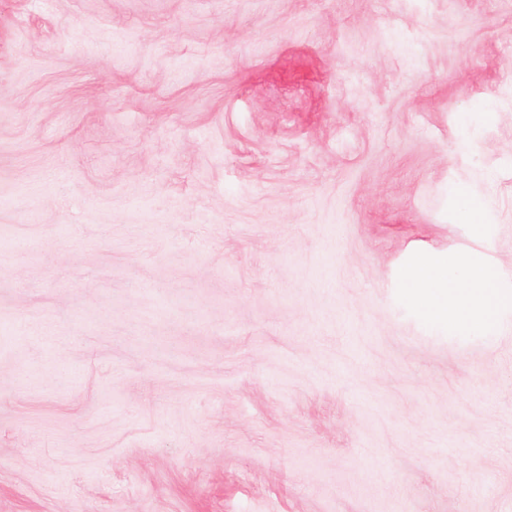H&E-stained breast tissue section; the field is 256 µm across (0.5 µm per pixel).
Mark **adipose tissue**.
Listing matches in <instances>:
<instances>
[{
    "mask_svg": "<svg viewBox=\"0 0 512 512\" xmlns=\"http://www.w3.org/2000/svg\"><path fill=\"white\" fill-rule=\"evenodd\" d=\"M504 272L462 256L432 257L410 264L401 274L404 292L435 322L466 331L496 322L512 307L502 286Z\"/></svg>",
    "mask_w": 512,
    "mask_h": 512,
    "instance_id": "ef3b65f1",
    "label": "adipose tissue"
}]
</instances>
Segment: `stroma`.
<instances>
[{"mask_svg":"<svg viewBox=\"0 0 512 512\" xmlns=\"http://www.w3.org/2000/svg\"><path fill=\"white\" fill-rule=\"evenodd\" d=\"M512 0H0V512H512ZM494 205L481 232L460 196ZM505 273L480 260L462 256L417 260L401 274L404 292L435 322L471 331L497 321L511 308Z\"/></svg>","mask_w":512,"mask_h":512,"instance_id":"35a3bbf8","label":"stroma"}]
</instances>
